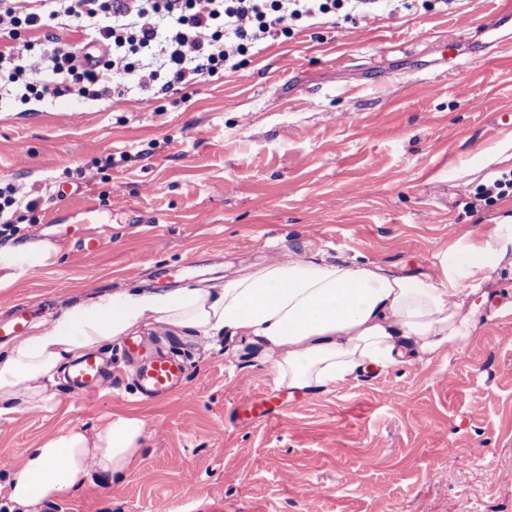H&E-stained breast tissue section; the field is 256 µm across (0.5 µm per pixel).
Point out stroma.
<instances>
[{"label": "stroma", "mask_w": 512, "mask_h": 512, "mask_svg": "<svg viewBox=\"0 0 512 512\" xmlns=\"http://www.w3.org/2000/svg\"><path fill=\"white\" fill-rule=\"evenodd\" d=\"M502 2L383 0L165 94L128 73L119 97H0V183L39 199L14 239L52 245L33 271L0 267V320L21 301L49 324L102 294L217 283L285 253L425 272L433 249L485 237L512 215V195L470 208L512 170V21L477 29ZM88 200L110 227L101 252L53 246ZM487 291L460 352L303 391L244 339L142 329L186 362L180 393L142 401L115 346L118 391L89 403L61 384L53 411L0 418V512L43 438L127 413L145 423L138 469L41 512H512V268ZM248 396L272 398L277 420H240Z\"/></svg>", "instance_id": "obj_1"}]
</instances>
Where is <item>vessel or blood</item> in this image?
Segmentation results:
<instances>
[{
    "label": "vessel or blood",
    "instance_id": "1",
    "mask_svg": "<svg viewBox=\"0 0 512 512\" xmlns=\"http://www.w3.org/2000/svg\"><path fill=\"white\" fill-rule=\"evenodd\" d=\"M28 323L25 304H15L10 320L0 323V335L23 336ZM123 351L137 367L138 389L145 401L161 402L181 391L186 379V365L182 360L137 337L126 339ZM66 382L74 395L95 400L111 386L112 374L103 359L92 351L70 365Z\"/></svg>",
    "mask_w": 512,
    "mask_h": 512
}]
</instances>
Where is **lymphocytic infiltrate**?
<instances>
[{
  "instance_id": "obj_1",
  "label": "lymphocytic infiltrate",
  "mask_w": 512,
  "mask_h": 512,
  "mask_svg": "<svg viewBox=\"0 0 512 512\" xmlns=\"http://www.w3.org/2000/svg\"><path fill=\"white\" fill-rule=\"evenodd\" d=\"M379 0H0V81L22 100L109 93L137 72L141 88L162 91L234 68L238 56L290 36L315 19L372 13ZM57 19L93 32L106 54L80 65L73 46L54 42L36 65L27 31ZM24 187L0 186V239L13 236L19 210H35Z\"/></svg>"
}]
</instances>
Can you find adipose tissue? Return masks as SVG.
Here are the masks:
<instances>
[{
	"label": "adipose tissue",
	"instance_id": "ef3b65f1",
	"mask_svg": "<svg viewBox=\"0 0 512 512\" xmlns=\"http://www.w3.org/2000/svg\"><path fill=\"white\" fill-rule=\"evenodd\" d=\"M507 264L512 217L481 242L461 239L433 250L427 273L286 254L220 284L103 294L0 349V417L53 410L54 388L69 363L154 324L211 345L227 336L247 339L292 389L427 363L471 341L487 300L481 287ZM145 438L141 418L115 414L94 433L73 428L45 439L10 479L14 512H40L94 477L130 473L142 461Z\"/></svg>",
	"mask_w": 512,
	"mask_h": 512
}]
</instances>
